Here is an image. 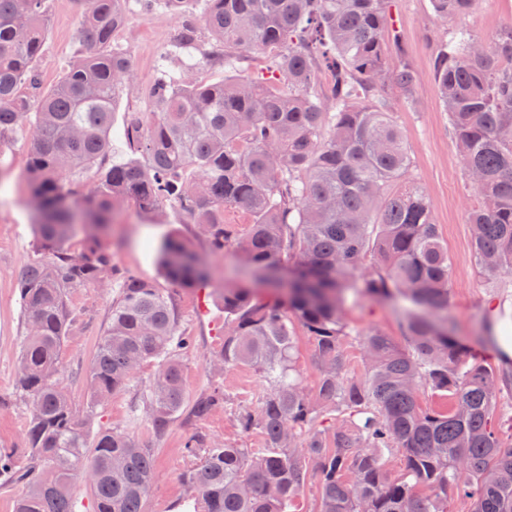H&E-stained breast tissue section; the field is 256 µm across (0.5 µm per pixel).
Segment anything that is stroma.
<instances>
[{"label": "stroma", "mask_w": 512, "mask_h": 512, "mask_svg": "<svg viewBox=\"0 0 512 512\" xmlns=\"http://www.w3.org/2000/svg\"><path fill=\"white\" fill-rule=\"evenodd\" d=\"M82 8V0H51L40 63L43 85L53 84L72 59L78 47ZM389 12L397 22L400 49L390 53L388 63H408L417 74L418 85L412 104H404L397 89H389L388 95L406 135L411 175L427 194L434 221L448 247L452 286L448 316L455 336L471 355L497 366L501 358L494 340L505 334L512 336V274L484 280L471 254L465 213L477 198L462 174L448 114L432 80L442 30L435 20L431 0H391ZM180 23V16L174 12L160 9L145 16L132 7L125 25L116 32L114 43L129 54L135 78L123 90L113 116V152L124 148L126 114L150 111L149 91L158 77L182 79L186 64L194 63L198 66V79L209 83L223 79V67L205 61L217 48L209 34H202L194 48L172 56L173 37ZM510 23L512 0H481L478 9L465 20L472 33L484 40ZM28 162V133L19 126L0 139V448L12 449L23 467L29 462L28 406L15 387V373L23 337L17 276L33 257L35 245L27 204ZM87 232L110 249L117 273L107 284L70 291L74 322L62 353L64 383L75 408L86 416L89 435L111 428L128 432L153 448L156 474L144 512H193L192 505L186 502L188 490L181 479L191 464L185 444L193 435L204 434L255 453L264 447L261 434L238 430L236 417L244 411L258 410L267 392L266 382L249 368L222 371L210 362L224 339V310L211 291L235 277L239 262L233 254H226L215 259L210 285L175 291L181 324L196 342L195 350L182 359L186 397L194 399L217 385L224 391V403L203 420L179 417L163 437L157 438L149 430L139 401L141 391L153 378V366L144 365L125 389L112 395L93 415L87 412L85 371L108 325L112 295L123 279L132 275L158 287H168L157 259L159 240L176 234L203 255L208 252V244L195 224L173 210L148 218L131 202L115 211L108 224L88 226ZM344 316L350 330L344 348L354 373L363 370L360 336L366 330L377 328L398 345L406 343L397 309L390 303L351 295L344 303Z\"/></svg>", "instance_id": "35a3bbf8"}]
</instances>
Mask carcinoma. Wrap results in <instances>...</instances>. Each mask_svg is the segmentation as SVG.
<instances>
[{"label":"carcinoma","mask_w":512,"mask_h":512,"mask_svg":"<svg viewBox=\"0 0 512 512\" xmlns=\"http://www.w3.org/2000/svg\"><path fill=\"white\" fill-rule=\"evenodd\" d=\"M128 0H86L79 48L54 85L39 63L50 0H0V138L27 126L35 257L20 271L25 329L16 386L29 402L31 465L0 449V485L22 488L16 512H144L155 479L152 450L110 429L88 439L64 384L61 352L73 320L69 290L112 276V254L96 241L64 249L83 221L105 224L133 202L155 216L169 206L197 224L210 254L233 247L274 302L224 286V343L213 361L247 366L268 383L256 412L237 416L259 431L261 454L205 435L185 443L198 460L182 475L196 512H297L309 473L319 477L317 512H448L464 495L472 512H512V437L494 429L512 372L468 354L451 335L450 260L426 194L410 178L405 134L386 90L413 97L417 75L386 64L388 0H201L174 40L188 48L200 31L224 47L209 58L226 77L160 80L149 112H129L126 150L112 157L116 102L133 77L130 56L112 45ZM186 0H136L148 14ZM479 0H431L446 32L432 79L466 179L480 203L466 211L479 273H512V24L490 41L461 24ZM264 55L257 73L241 63ZM329 75L326 88L318 85ZM248 222L236 231L224 211ZM164 276L194 287L209 262L176 236L157 249ZM376 270L363 279L366 260ZM349 293L403 303L408 347L379 329L362 338L364 372H350L342 303ZM314 346L319 374L308 392L294 366L297 329ZM179 327L172 294L128 276L86 373L94 411L146 364L156 371L144 397L153 433L164 434L185 405ZM427 389L446 401L424 407ZM224 401L215 386L194 400L203 419ZM335 416L330 421L324 417ZM400 448L393 477L384 451Z\"/></svg>","instance_id":"cac0c4a2"}]
</instances>
